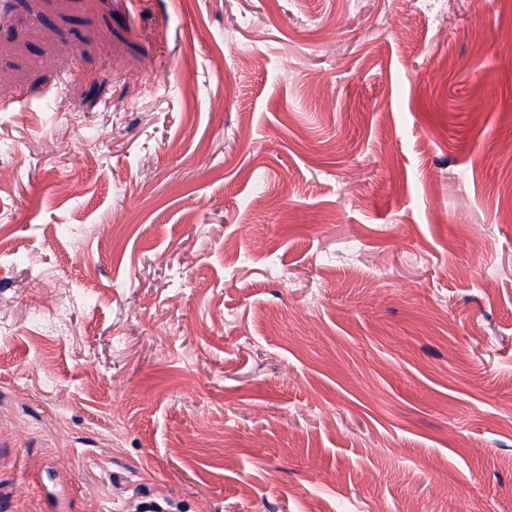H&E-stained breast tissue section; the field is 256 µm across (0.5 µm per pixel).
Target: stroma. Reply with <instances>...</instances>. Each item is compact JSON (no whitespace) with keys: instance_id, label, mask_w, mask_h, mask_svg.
I'll return each instance as SVG.
<instances>
[{"instance_id":"1","label":"stroma","mask_w":512,"mask_h":512,"mask_svg":"<svg viewBox=\"0 0 512 512\" xmlns=\"http://www.w3.org/2000/svg\"><path fill=\"white\" fill-rule=\"evenodd\" d=\"M0 0V512H512V0Z\"/></svg>"}]
</instances>
